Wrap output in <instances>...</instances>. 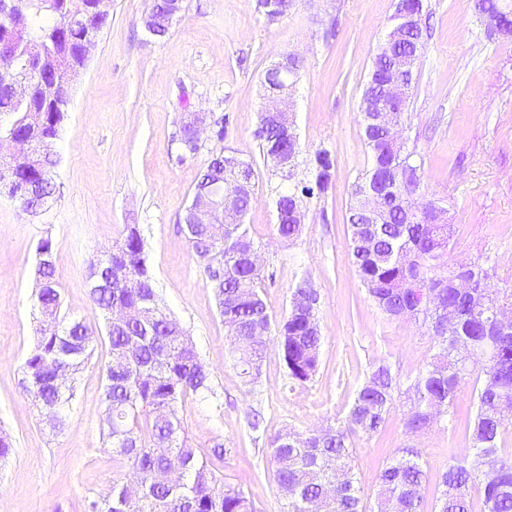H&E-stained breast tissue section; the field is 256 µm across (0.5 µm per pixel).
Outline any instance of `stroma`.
Returning a JSON list of instances; mask_svg holds the SVG:
<instances>
[{
	"mask_svg": "<svg viewBox=\"0 0 512 512\" xmlns=\"http://www.w3.org/2000/svg\"><path fill=\"white\" fill-rule=\"evenodd\" d=\"M395 3L293 0L285 16L270 22L256 0H183L169 33L156 39L142 23L151 0H112L55 143L54 198L29 213L0 196V433L11 440L0 460L6 512H88L89 502L127 473L100 430L107 343H94L62 429L39 415L22 388L23 363L38 336L33 304L43 237L54 242L63 311L97 327L88 267L111 250L125 225H140L156 291L189 330L220 397L216 408L186 399L189 442L205 453L227 447L217 468L249 493L257 512H284L271 437L342 421L379 363L390 365L405 387L437 352L427 326L379 312L349 256L351 189L369 164L360 103ZM428 5L430 36L414 72L404 135L424 161L423 192L447 208L455 226L452 255L478 258L488 287L512 292V40L488 38L474 0ZM289 54L302 60L289 100L299 161L327 150L334 180L305 200L302 232L285 241L276 232L255 129L264 73ZM191 112L223 119L224 138L183 157L172 135ZM223 147L258 163L256 201L245 222L262 256L268 312L281 318L300 281L319 293L321 361L306 385L290 386L273 342L257 380L246 382L202 264L177 230L201 171ZM472 388L465 383L455 412L421 435H406L409 404L399 393L383 432L351 437L364 499L374 500L375 478L396 448L410 445L429 475L423 495L435 504L450 458L468 446Z\"/></svg>",
	"mask_w": 512,
	"mask_h": 512,
	"instance_id": "stroma-1",
	"label": "stroma"
}]
</instances>
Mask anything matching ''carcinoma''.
<instances>
[{
	"mask_svg": "<svg viewBox=\"0 0 512 512\" xmlns=\"http://www.w3.org/2000/svg\"><path fill=\"white\" fill-rule=\"evenodd\" d=\"M25 35L41 38L54 64L78 57L81 31H57L42 10L28 15ZM424 43L409 36L397 47L400 54L416 63ZM388 69L375 54L363 91L366 106L376 88L387 79ZM54 96L52 78L45 79L32 105L41 108ZM258 117L256 136L271 172L285 179L274 161L273 144L278 131L263 125ZM43 129L38 139L42 153L49 154L48 142L53 125L61 124V113L42 115ZM369 164L352 189L354 202L349 216L356 214L362 192L372 179L395 168L409 169V177L422 179V158L414 147L396 155L376 131L364 129ZM244 173L222 170L212 158L198 184L224 175L239 180L244 191L239 208L247 214L255 199L257 167L243 160ZM19 177L35 184L44 199H50L56 186L47 177ZM332 182V162L328 151L315 154L307 176L286 187L273 189L271 203L276 212V231L284 239H295L302 225L293 223V202L303 190L319 194ZM410 202L392 203L377 224L350 225L349 255L353 266L377 309L389 319L419 318L428 323L439 352L418 371L406 389L410 407L404 417L405 431L426 430L456 402L461 384L481 365L482 375L473 384L472 412L469 416L468 448L454 459L440 476V495L435 512H512V453L502 451L505 423L512 420V330L499 331L492 318L499 308L512 311V294L500 295L485 285V273L478 262L449 261L451 224H410ZM180 230L195 254H207L203 273L213 290L217 309L231 343L238 349L237 363L250 380L257 379L270 339H275L289 383L303 386L316 375L323 343L316 311L309 302H318L317 290L302 281L292 291L287 313L272 319L261 297L264 276L248 256L255 243L247 225L235 224L224 234V241L213 243L196 224H180ZM415 259L411 267L403 258ZM112 266L126 271L128 280L110 288L101 287L99 263L90 264L88 280L94 307L105 320V335L111 354L103 388L101 431L107 447L126 463L138 496L128 498L124 480L112 481L110 493L89 504L88 512H256L251 497L238 484L227 483L215 469L224 459V445L211 453L188 444L181 409L189 396L214 400L211 372L192 337L179 319L164 308L154 288L145 242L137 224H127L122 240L112 249ZM470 274L471 287L459 291L450 286L461 267ZM43 282L34 307L49 325L24 362L23 388L48 419L63 427L67 410L77 395L78 374L88 361L99 333L81 318L61 313L60 292L55 266L36 265ZM421 278L439 295L435 305L427 304L419 290L405 287V281ZM121 306L140 311L139 321L112 323L109 309ZM69 368L70 383L59 390L53 376L59 365ZM396 377L386 364L375 367L368 381L356 392L344 422L321 432L314 430L277 434L270 442L277 483L287 500L286 512H308V501L322 495L325 485L335 486L326 499L324 512H369L351 465L350 436L381 432L393 405ZM176 465L182 478L176 484L158 479V473ZM428 474L420 451L411 446L399 448L377 477V512H425L422 489Z\"/></svg>",
	"mask_w": 512,
	"mask_h": 512,
	"instance_id": "cac0c4a2",
	"label": "carcinoma"
}]
</instances>
